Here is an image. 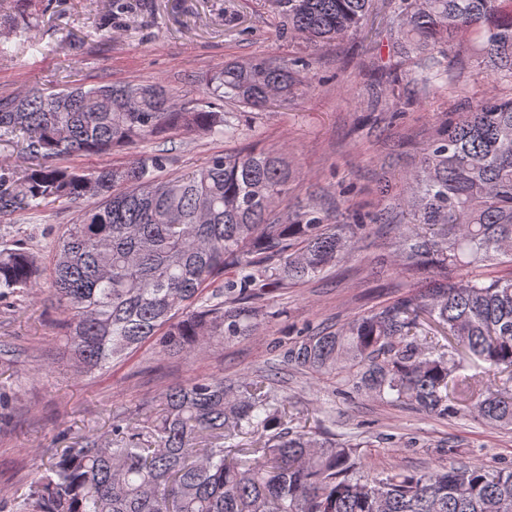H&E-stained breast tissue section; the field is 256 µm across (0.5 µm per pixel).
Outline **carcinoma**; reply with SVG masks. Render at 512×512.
<instances>
[{"label":"carcinoma","mask_w":512,"mask_h":512,"mask_svg":"<svg viewBox=\"0 0 512 512\" xmlns=\"http://www.w3.org/2000/svg\"><path fill=\"white\" fill-rule=\"evenodd\" d=\"M282 34L310 44L358 32L372 0H270ZM416 54L411 79L454 89L443 45L456 41L512 84V0H388ZM16 56L27 25L0 14ZM302 83L297 62H228L206 79L204 105L164 85L100 84L0 98V144L27 166L0 163V215L74 204L50 239L49 284L64 314L77 372L104 374L146 342L162 354L200 352L248 336L268 262L277 282L314 277L338 262L367 225L331 224L314 205L279 213L292 173L281 153L246 149L169 174L165 148L79 173L51 160L108 154L176 131L237 133L226 99L261 110ZM402 274L427 272L423 288L337 330L300 337L284 362L342 376L352 392L435 417L467 410L512 427V98H489L449 120L405 176ZM467 270L465 277L457 271ZM22 239L0 234V305L41 287ZM448 338L438 344L437 336ZM153 418L115 420L109 443L82 438L31 475L0 512H512V469L459 463L380 475L359 471L356 446L290 426L288 401L264 381L190 378L160 396ZM251 435L259 448H226Z\"/></svg>","instance_id":"carcinoma-1"}]
</instances>
